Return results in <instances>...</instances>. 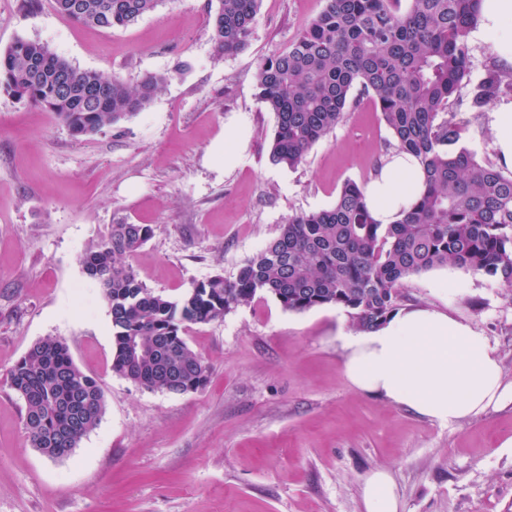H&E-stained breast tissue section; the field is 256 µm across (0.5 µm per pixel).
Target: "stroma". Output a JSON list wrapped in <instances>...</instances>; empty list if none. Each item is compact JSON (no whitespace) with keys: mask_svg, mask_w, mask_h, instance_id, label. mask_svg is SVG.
<instances>
[{"mask_svg":"<svg viewBox=\"0 0 512 512\" xmlns=\"http://www.w3.org/2000/svg\"><path fill=\"white\" fill-rule=\"evenodd\" d=\"M218 0H161L125 28L73 23L38 0H0V52L16 39L129 84L168 74L150 107L76 137L54 113L0 91V512H364L363 484L389 471L403 512H512V404L443 425L345 376L344 309L285 310L270 296L187 328L210 368L199 392L138 387L112 371V322L81 255L114 219L148 224L132 263L176 299L230 278L301 212L368 184L391 134L369 98L294 168L273 164L274 115L254 74L322 0H261L246 48L217 57ZM247 147L224 161V133ZM406 305L489 336L512 382V289L445 266L403 280ZM64 340L102 384L105 412L70 457L32 448L11 368L38 340Z\"/></svg>","mask_w":512,"mask_h":512,"instance_id":"stroma-1","label":"stroma"}]
</instances>
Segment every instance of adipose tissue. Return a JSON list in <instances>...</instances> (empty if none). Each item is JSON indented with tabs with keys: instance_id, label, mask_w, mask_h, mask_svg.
<instances>
[{
	"instance_id": "1",
	"label": "adipose tissue",
	"mask_w": 512,
	"mask_h": 512,
	"mask_svg": "<svg viewBox=\"0 0 512 512\" xmlns=\"http://www.w3.org/2000/svg\"><path fill=\"white\" fill-rule=\"evenodd\" d=\"M422 188L420 163L396 152L383 162L365 195L374 219L392 224ZM341 342L344 371L354 386L430 420L452 424L512 403V383H504L489 337L445 312L406 308L377 329L343 333ZM363 505L365 512H401L386 470L366 478Z\"/></svg>"
}]
</instances>
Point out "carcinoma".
<instances>
[{"label": "carcinoma", "mask_w": 512, "mask_h": 512, "mask_svg": "<svg viewBox=\"0 0 512 512\" xmlns=\"http://www.w3.org/2000/svg\"><path fill=\"white\" fill-rule=\"evenodd\" d=\"M408 2L402 6V2ZM161 0H54L71 20L127 27ZM260 0H219L212 21L217 56L245 49ZM482 0H323L288 50L262 60L259 101L275 115L270 160L295 167L356 103L380 111L389 147L421 163L424 191L395 224L373 219L364 188L345 182L335 203L302 212L227 279L217 273L178 299L143 286L132 258L153 234L117 220L81 259L112 318V372L150 390L194 393L209 368L182 336L262 295L302 312L334 305L355 328L371 330L394 314L403 279L448 265L512 287V174L461 145L456 113L478 116L512 95V70L491 62L476 79L471 34ZM167 82L137 85L81 70L43 43L18 39L0 53V90L44 108L77 136L93 135L146 110ZM23 402L24 426L40 453L63 460L99 424L101 383L73 360L65 342L34 343L9 372Z\"/></svg>", "instance_id": "carcinoma-1"}]
</instances>
